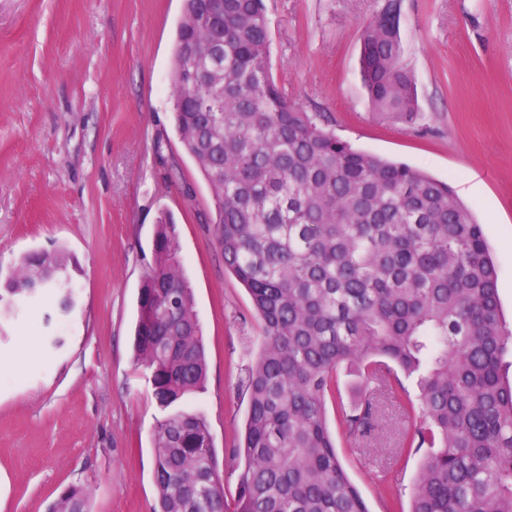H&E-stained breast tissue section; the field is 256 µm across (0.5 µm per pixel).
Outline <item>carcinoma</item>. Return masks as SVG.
I'll use <instances>...</instances> for the list:
<instances>
[{"instance_id": "carcinoma-1", "label": "carcinoma", "mask_w": 512, "mask_h": 512, "mask_svg": "<svg viewBox=\"0 0 512 512\" xmlns=\"http://www.w3.org/2000/svg\"><path fill=\"white\" fill-rule=\"evenodd\" d=\"M385 0L360 31L359 73L374 111L421 117L400 29ZM264 0H185L171 71L176 132L213 193L216 242L261 328L241 391L227 497L204 417L185 411L153 434L155 512H371L336 450L371 434L388 402L421 454L410 488L379 479L399 512H512V323L482 225L452 186L355 148L320 126L274 77ZM203 77L192 82L188 71ZM49 272L69 311L61 252H36L8 277L27 290ZM135 357L162 407L200 391L207 361L170 216H160L138 300ZM360 378L350 406L341 369ZM414 383L409 390L403 380ZM74 487L52 512H86Z\"/></svg>"}]
</instances>
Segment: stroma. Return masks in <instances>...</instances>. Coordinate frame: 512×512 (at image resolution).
I'll return each instance as SVG.
<instances>
[{"mask_svg": "<svg viewBox=\"0 0 512 512\" xmlns=\"http://www.w3.org/2000/svg\"><path fill=\"white\" fill-rule=\"evenodd\" d=\"M384 0H264L271 68L289 96L354 147L450 182L482 224L512 319V0H402L422 123L381 117L359 78L362 24ZM183 0H0V279L36 250L73 265L0 316V512H49L70 487L91 512H153L152 435L165 412L134 359L155 224L170 212L208 371L178 407L201 414L225 463L259 343L250 296L224 267L211 190L175 131L170 74ZM59 337L62 348L50 347ZM337 451L371 512L393 504Z\"/></svg>", "mask_w": 512, "mask_h": 512, "instance_id": "35a3bbf8", "label": "stroma"}]
</instances>
